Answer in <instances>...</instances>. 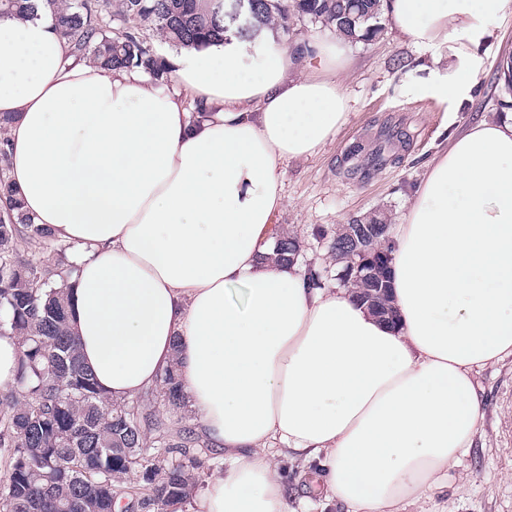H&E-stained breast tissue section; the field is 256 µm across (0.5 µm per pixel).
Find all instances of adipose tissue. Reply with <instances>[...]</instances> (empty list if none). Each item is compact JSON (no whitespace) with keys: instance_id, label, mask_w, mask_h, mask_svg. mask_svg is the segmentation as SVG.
I'll return each mask as SVG.
<instances>
[{"instance_id":"adipose-tissue-1","label":"adipose tissue","mask_w":512,"mask_h":512,"mask_svg":"<svg viewBox=\"0 0 512 512\" xmlns=\"http://www.w3.org/2000/svg\"><path fill=\"white\" fill-rule=\"evenodd\" d=\"M384 14L445 47L427 93L465 100L512 0H387ZM254 51L236 38L180 50L160 85L75 60L50 18L0 19L9 179L74 248L82 361L115 402L178 365L224 452L195 512H297L284 459L316 468L323 507L439 512L482 426L475 376L512 356V112L453 137L416 189L391 242L387 321L270 258L284 165L332 140L348 101L288 50L258 65Z\"/></svg>"}]
</instances>
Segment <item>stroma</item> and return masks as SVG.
Masks as SVG:
<instances>
[{"label": "stroma", "instance_id": "35a3bbf8", "mask_svg": "<svg viewBox=\"0 0 512 512\" xmlns=\"http://www.w3.org/2000/svg\"><path fill=\"white\" fill-rule=\"evenodd\" d=\"M495 37L481 50L482 65L468 100H441L423 89L435 68L437 49L414 44L391 26L371 42L347 44L341 88L348 115L333 141L313 155L285 165L287 204L275 226L302 239L305 261L327 272L337 287L339 265L328 253L337 225L373 212L399 223L435 157L466 126L497 116L512 99L498 80L499 65L512 56V17L492 23ZM320 21L292 18L289 30L274 28V47L294 49L335 38ZM484 424L468 453L449 472L438 495L441 512H512V358L481 370Z\"/></svg>", "mask_w": 512, "mask_h": 512}]
</instances>
